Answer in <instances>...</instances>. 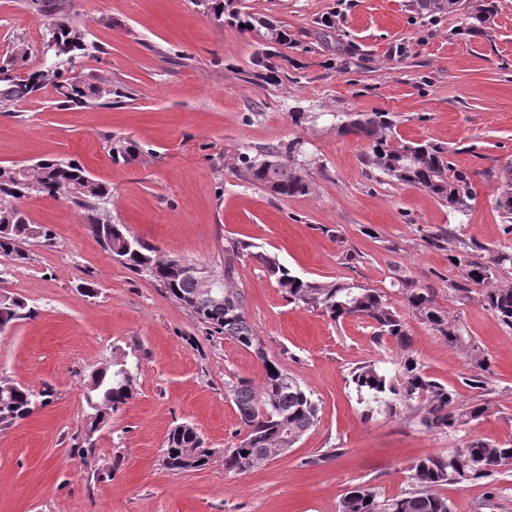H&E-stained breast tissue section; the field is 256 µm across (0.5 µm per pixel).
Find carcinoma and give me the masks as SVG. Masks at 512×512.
I'll list each match as a JSON object with an SVG mask.
<instances>
[{"label": "carcinoma", "mask_w": 512, "mask_h": 512, "mask_svg": "<svg viewBox=\"0 0 512 512\" xmlns=\"http://www.w3.org/2000/svg\"><path fill=\"white\" fill-rule=\"evenodd\" d=\"M45 28L42 54L44 65L33 72H20L28 51L24 41L16 44L14 55L0 63V104L11 105L29 100L36 92L50 87L58 94V103L67 109L88 108L101 102L110 104L127 97L106 79L93 82L68 76L79 58L91 56L99 46L88 42L83 29L67 19L68 0H31ZM203 6L218 20H225L251 35L276 32L271 52L254 60L260 77L277 84L283 60L280 47L292 43L288 29L268 16L251 13L242 0H202ZM451 0H416L422 15L433 16L450 10ZM461 30L470 36L491 33L498 8L495 0H461ZM396 122L388 112H346L338 116L337 132L353 135L366 143L365 159L384 176L397 184L413 185L433 195L448 210L463 214L472 195V172L448 160V148L436 143H419L397 136ZM296 144L273 149L251 157L240 154L232 158L231 168L250 183L283 198L311 192V182L291 164ZM112 161L129 163L138 160L143 150L133 140L120 139L109 145ZM20 165H0V254L17 262L29 259L24 245L40 235L49 239L46 227L32 222L20 208L22 199L32 194L68 197L84 213L94 238L132 272L145 275L164 289L169 298L188 309L205 329L237 342L245 349L259 352L263 344L245 317L246 296L236 287V263L250 255L253 245L232 240L224 246V271L217 278L224 284V303L197 307L190 296L196 292L191 277L171 272L173 259H161L154 247L133 235L125 224H111L106 206L111 191L94 179L76 159H47L37 169L18 173ZM499 195L495 208L512 235V164L496 172ZM476 245L459 240V248L449 255L450 264L460 273L464 294L476 287L482 305L495 313L498 320L512 329V281L506 278L512 269V246L504 245L479 258ZM269 277L281 288L288 303L311 309L333 322L347 318L366 319L377 341L391 339L397 348L395 368L381 361L365 362L350 372V382L358 404L371 417L382 412L397 414L400 409L423 413L422 423L437 433L458 432L463 427L492 414L486 401L468 407L459 404L457 391L428 376L415 356L411 337L401 315L388 302L386 292L355 282H320L294 274L274 256L254 254ZM412 315L442 336L448 346L458 348L477 359L479 372L468 378L473 388L484 386V374L492 362L456 320L437 306L432 295L404 280L395 283ZM31 315L19 298L8 306L0 304V325H8ZM264 376L255 384L239 380L227 386L246 431L235 448L224 451V469L237 475L247 474L270 458L272 449L288 450L318 421L319 407L306 391L278 362L263 363ZM133 396V374L123 357H116L91 378L86 404L91 410L88 431L96 432L113 413L124 407ZM49 391L36 394L19 385L0 382V428H7L29 417L36 404H45ZM187 448L199 449L197 466L208 464L212 452L196 429L182 423L169 432L165 451L168 469L178 471V462ZM499 471L512 472V444L474 439L446 452L421 458L410 466L414 489L386 497L372 488L355 487L339 503L338 512H453L448 499L437 493L448 483H475Z\"/></svg>", "instance_id": "obj_1"}]
</instances>
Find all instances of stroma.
<instances>
[{"label":"stroma","instance_id":"obj_1","mask_svg":"<svg viewBox=\"0 0 512 512\" xmlns=\"http://www.w3.org/2000/svg\"><path fill=\"white\" fill-rule=\"evenodd\" d=\"M249 12L287 27L295 47L279 85L253 80L249 34L213 18L196 0H72L69 17L100 51L75 72L111 80L121 103L63 110L52 89L0 107V164L74 158L111 190L113 223L127 225L160 255L211 273L224 269V245L240 240L276 255L296 275L354 281L387 292L393 283L430 291L493 360L483 389L468 387L466 356L413 315V348L432 378L462 403L482 399L494 415L461 431H428L419 414L365 417L349 383L353 368L391 356L368 322L335 325L288 304L251 258L237 264L246 317L268 356L321 404L317 424L288 453L244 475L224 469L240 440L226 389L260 381L255 354L207 334L163 288L113 259L69 198L22 202L50 240L26 244V264L0 255V293L22 297L30 317L0 333V378L42 390L48 405L0 430V512H338L353 487L386 496L411 490L416 460L468 440L512 441V329L478 298L459 300L460 274L429 242L459 227L488 249L507 243L495 208L492 173L512 162V0H497L494 37L465 38L455 13L420 16L413 0H243ZM334 15V27L320 20ZM44 30L27 0H0V61L16 39L30 48L25 68L42 65ZM305 113L294 121L292 113ZM343 112H390L406 139L449 149L474 172L465 215L431 194L398 185L362 160L364 144L336 131ZM129 138L140 160L115 163L107 139ZM300 141L297 162L308 196L280 198L225 164L227 156ZM125 357L134 396L110 423L88 433L91 375ZM197 428L210 462L172 471L163 445L172 427ZM438 492L454 512H512V473L493 483H449Z\"/></svg>","mask_w":512,"mask_h":512}]
</instances>
